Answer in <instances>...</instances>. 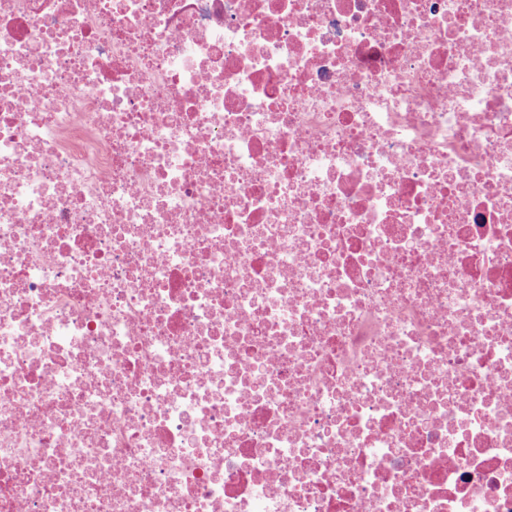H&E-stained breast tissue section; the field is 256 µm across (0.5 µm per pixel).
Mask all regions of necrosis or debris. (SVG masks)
<instances>
[{
    "label": "necrosis or debris",
    "mask_w": 512,
    "mask_h": 512,
    "mask_svg": "<svg viewBox=\"0 0 512 512\" xmlns=\"http://www.w3.org/2000/svg\"><path fill=\"white\" fill-rule=\"evenodd\" d=\"M0 512H512V0H0Z\"/></svg>",
    "instance_id": "obj_1"
}]
</instances>
